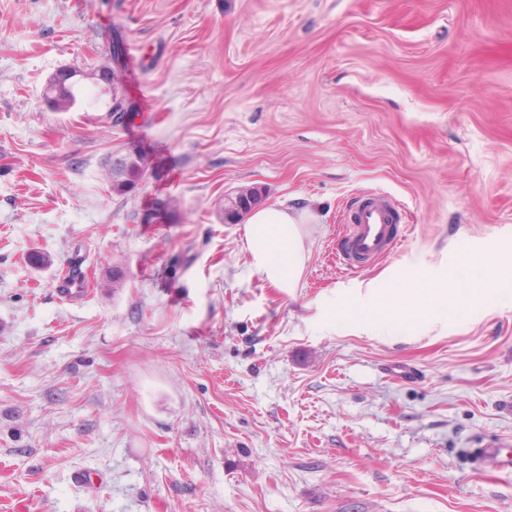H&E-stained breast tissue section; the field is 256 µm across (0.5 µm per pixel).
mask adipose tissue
Wrapping results in <instances>:
<instances>
[{"mask_svg": "<svg viewBox=\"0 0 512 512\" xmlns=\"http://www.w3.org/2000/svg\"><path fill=\"white\" fill-rule=\"evenodd\" d=\"M315 221L316 215L308 206H256L244 225L250 268L281 292L294 294L309 258L303 227ZM510 287L512 282L501 276L498 265L489 264L473 279L451 282L444 277L421 276L397 280L385 288L370 282L363 295L329 301L326 312L329 321L343 319L385 335L403 324L442 322L449 311Z\"/></svg>", "mask_w": 512, "mask_h": 512, "instance_id": "ef3b65f1", "label": "adipose tissue"}]
</instances>
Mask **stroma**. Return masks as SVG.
Segmentation results:
<instances>
[{"label":"stroma","instance_id":"1","mask_svg":"<svg viewBox=\"0 0 512 512\" xmlns=\"http://www.w3.org/2000/svg\"><path fill=\"white\" fill-rule=\"evenodd\" d=\"M132 52L117 125L97 74ZM249 186L318 209L294 294L224 221ZM374 191L401 237L355 271L338 235ZM511 248L512 0H0V512H512L463 455L512 443V297L387 336L324 315ZM57 76L58 73L52 79H50L43 95H45V99L47 102H49L51 107L58 111H64L74 104L75 97L72 93L70 85H68L65 92H57ZM121 157L115 159L117 167L120 164ZM114 160L109 162L103 174L105 181L109 184L112 193L124 195L130 192L134 186L141 180L144 169L140 162L131 161L124 164L121 172L116 173ZM84 279L81 274L74 269H67L57 280L56 291L62 297H74L85 291Z\"/></svg>","mask_w":512,"mask_h":512}]
</instances>
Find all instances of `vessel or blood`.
Wrapping results in <instances>:
<instances>
[{"label":"vessel or blood","instance_id":"b4317fda","mask_svg":"<svg viewBox=\"0 0 512 512\" xmlns=\"http://www.w3.org/2000/svg\"><path fill=\"white\" fill-rule=\"evenodd\" d=\"M399 203L391 196L375 193L356 199L348 208L345 229L339 244L343 261L354 268L373 265L389 254L397 244ZM56 291L74 297L84 291V279L74 269L63 272ZM474 464L482 470L512 474V447L500 441H488L470 451Z\"/></svg>","mask_w":512,"mask_h":512}]
</instances>
